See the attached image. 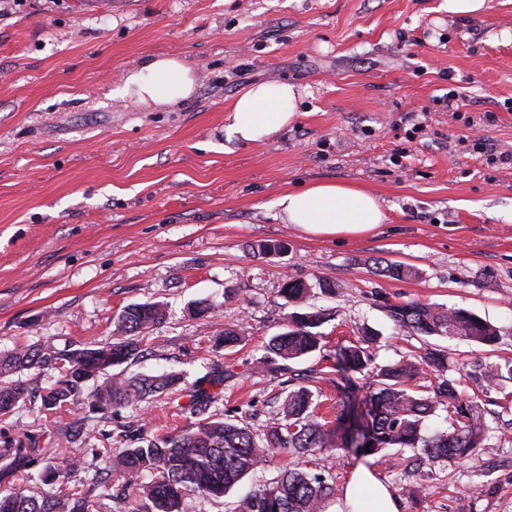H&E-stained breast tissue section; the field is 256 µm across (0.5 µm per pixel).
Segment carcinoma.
Here are the masks:
<instances>
[{"mask_svg":"<svg viewBox=\"0 0 512 512\" xmlns=\"http://www.w3.org/2000/svg\"><path fill=\"white\" fill-rule=\"evenodd\" d=\"M373 273L395 280L417 274L414 267L373 259ZM311 285L290 278L281 292L296 310L288 314L286 331L273 337L264 348L262 364L268 372L290 369L287 362L299 360L320 346L318 331L327 320L321 309L303 308L311 296ZM388 313L399 329L412 336L459 338L485 348H495L501 330L464 308L409 301L388 306ZM166 317L160 302L134 303L118 314L112 341L101 344L52 343L20 344L0 354V416H8L19 404L47 413L100 415L108 429L100 434L113 448L103 455L100 448L88 452L106 459L95 470L90 484L102 490L100 497H133L132 512H187L184 499L191 493L221 497L247 473L254 470L271 450L299 456L322 455L341 448L355 447V453L377 454L387 448L419 450L427 460L454 461L478 454L487 439L488 426L479 405L463 398L453 380L442 378L432 387L420 384V376L430 370L443 374L448 356L441 349L392 365L378 366L367 334L345 347L337 357L336 371L342 373L336 388L345 391L352 374L367 370L373 384L366 396L367 425L356 444L348 440L354 410L346 407L330 420L321 415L313 387L331 382V371L311 368L295 374L297 386L290 390L280 408V421L264 437L254 434L243 420L229 422L213 410L221 398L219 390L232 374L218 360L210 361L207 372L190 386L179 389L185 373L127 376L112 369L133 363L145 351L143 333L161 324ZM36 370L47 377V386H31L10 376ZM475 385L488 389L512 380V359L477 362L470 370ZM90 380L98 381L85 393ZM178 391L188 397L179 411L187 426L175 433L157 435L132 421L118 420L122 409H136L146 399ZM448 413V427L427 433L428 421L437 411ZM42 466L40 493L27 496L9 485L14 477ZM82 470L78 460L66 454L45 458L37 448H15L9 442L0 448V512H93L90 496L67 493L62 484ZM333 477L325 467L315 472L307 467L284 470L264 488L241 503V512H321L323 502L334 494Z\"/></svg>","mask_w":512,"mask_h":512,"instance_id":"1","label":"carcinoma"}]
</instances>
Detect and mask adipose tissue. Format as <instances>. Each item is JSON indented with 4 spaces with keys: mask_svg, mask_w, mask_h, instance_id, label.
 I'll return each mask as SVG.
<instances>
[{
    "mask_svg": "<svg viewBox=\"0 0 512 512\" xmlns=\"http://www.w3.org/2000/svg\"><path fill=\"white\" fill-rule=\"evenodd\" d=\"M196 81L189 66L175 57L157 56L127 72L118 96L168 106L190 98ZM300 90L284 81L254 84L230 106L225 129L242 144L272 138L298 117ZM285 223L313 236L362 237L386 221L379 198L366 189L340 182H316L281 192L273 201ZM336 512H401L400 500L366 467L356 468L336 502Z\"/></svg>",
    "mask_w": 512,
    "mask_h": 512,
    "instance_id": "1",
    "label": "adipose tissue"
}]
</instances>
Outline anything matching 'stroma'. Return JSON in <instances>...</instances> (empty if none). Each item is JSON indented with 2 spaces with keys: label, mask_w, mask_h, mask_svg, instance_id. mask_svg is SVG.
Masks as SVG:
<instances>
[{
  "label": "stroma",
  "mask_w": 512,
  "mask_h": 512,
  "mask_svg": "<svg viewBox=\"0 0 512 512\" xmlns=\"http://www.w3.org/2000/svg\"><path fill=\"white\" fill-rule=\"evenodd\" d=\"M156 55L193 69V96L157 108L113 96ZM272 80L302 90L297 120L265 142L228 140L231 103ZM451 91L464 101L456 112ZM321 181L377 195L385 224L314 237L269 209ZM264 240L285 252L254 254ZM375 257L417 274L377 276ZM319 277L335 284L312 299L332 314L319 349L266 375L264 347L292 310L284 282ZM204 298L215 312L193 317ZM146 301L166 318L132 372L191 382L220 360L231 373L220 413L258 435L278 422L292 371L335 364L367 331L377 364L442 349L448 378L475 392L470 363L512 358V0L470 16L448 0H0V353L104 341L123 307ZM408 301L490 321L496 353L404 335L386 307ZM227 328L241 343L216 347ZM507 390L479 394L490 432L478 458L409 468L398 448L340 449L326 461L336 489L365 466L402 512H512ZM129 416L156 434L187 424L164 396ZM69 420L21 405L0 419V442L29 447ZM297 462L268 454L223 497L188 496V512H238Z\"/></svg>",
  "instance_id": "35a3bbf8"
}]
</instances>
